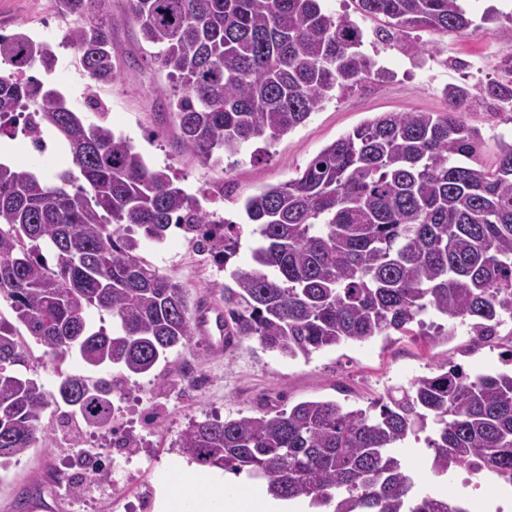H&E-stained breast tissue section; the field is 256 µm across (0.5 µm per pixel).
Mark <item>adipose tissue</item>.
I'll list each match as a JSON object with an SVG mask.
<instances>
[{
  "label": "adipose tissue",
  "mask_w": 512,
  "mask_h": 512,
  "mask_svg": "<svg viewBox=\"0 0 512 512\" xmlns=\"http://www.w3.org/2000/svg\"><path fill=\"white\" fill-rule=\"evenodd\" d=\"M161 512H308L305 503L274 499L266 489L242 483L227 492L223 476L181 465L179 476L162 488Z\"/></svg>",
  "instance_id": "ef3b65f1"
}]
</instances>
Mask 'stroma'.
I'll use <instances>...</instances> for the list:
<instances>
[{
  "mask_svg": "<svg viewBox=\"0 0 512 512\" xmlns=\"http://www.w3.org/2000/svg\"><path fill=\"white\" fill-rule=\"evenodd\" d=\"M323 8L360 27L362 50L376 61L380 75L336 93L304 124L277 139L257 140L243 154L206 166L180 143L158 51L143 40L138 25L128 20L126 0L107 2L115 20L114 63L120 74L110 84H95L81 71L72 47L63 40L67 26L53 0H0V33L21 30L49 46L58 57L56 70L47 74L37 68L34 76L59 89L85 123L107 121L150 164L169 167L176 183L219 219L244 223L240 204L246 197L297 177L324 147L365 120L384 112L447 111L446 90L452 86L470 91L464 120L479 134L483 164L495 165L501 142L512 141V112L503 110L483 89L490 83L512 81V73L503 67L504 60L512 58V40L495 34L496 29L512 27V0H465L473 24L464 34L412 30L390 42L379 38L386 19L364 13L357 0H323ZM409 43L416 44V51H406ZM92 97L98 109L89 108ZM45 137L50 146L43 153L24 136L11 140L10 164L38 165L49 176L68 168L70 159L65 150L54 146L53 132H46ZM144 257L163 275L182 284L192 302L217 308L218 295L212 285L223 281L224 273L181 233L169 234L165 246H150ZM21 341L37 366L33 377L46 391L54 390L58 372H87L78 356L68 357L57 369L45 347L31 336H22ZM511 349L512 336L477 343L461 326L454 336L430 344L396 332L294 359L263 350L250 338L236 340L221 353L201 344L175 350L150 373L130 377L123 395L114 399L116 427L140 435L139 448L113 447L111 435L94 428L84 429L80 443H73L57 427L59 408L49 406L42 418L46 435L0 471V512H144V504H155L162 484L179 474L184 457L176 440L189 421L215 414L253 415L261 409L288 408L310 400H335L364 408L389 387L437 373L446 361L475 373L501 368L502 357ZM187 369L203 379L202 387L181 381L180 374ZM89 448L108 464L106 479L74 502L56 498L54 475L75 474L78 451Z\"/></svg>",
  "mask_w": 512,
  "mask_h": 512,
  "instance_id": "obj_1",
  "label": "stroma"
}]
</instances>
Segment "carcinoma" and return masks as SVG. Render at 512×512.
Instances as JSON below:
<instances>
[{
    "label": "carcinoma",
    "mask_w": 512,
    "mask_h": 512,
    "mask_svg": "<svg viewBox=\"0 0 512 512\" xmlns=\"http://www.w3.org/2000/svg\"><path fill=\"white\" fill-rule=\"evenodd\" d=\"M392 30L450 34L472 24L462 0H358ZM107 0H56L80 24L67 40L96 83L117 78ZM128 19L160 47L169 99L185 151L204 165L240 155L304 123L336 90L372 75L363 34L321 0H127ZM0 137L17 132L42 150L44 130L66 145L72 167L49 182L0 162V470L44 435L50 402L105 430L115 448L140 437L114 426L112 377L60 374L47 392L24 376L23 325L53 363L76 352L92 370L151 372L194 343L188 293L141 252L171 227L224 271L214 284L227 335L251 338L282 357H305L393 332L427 339H492L512 323V143L494 167L477 158L462 119L468 92L448 90V111L385 112L325 147L302 174L248 197L252 265L228 267L243 228L204 211L169 168L150 166L106 122L87 125L64 95L30 71L53 70L47 45L0 34ZM486 96L512 109V83ZM112 316L96 328L88 311ZM434 311L447 325H426ZM425 434L436 477L463 467L512 487V369L471 375L444 362L433 376L391 388L368 408L303 401L234 418L191 421L177 440L190 461L266 481L277 499L315 512H471L464 495L437 497L402 453ZM76 494L100 476L77 454Z\"/></svg>",
    "instance_id": "obj_1"
}]
</instances>
